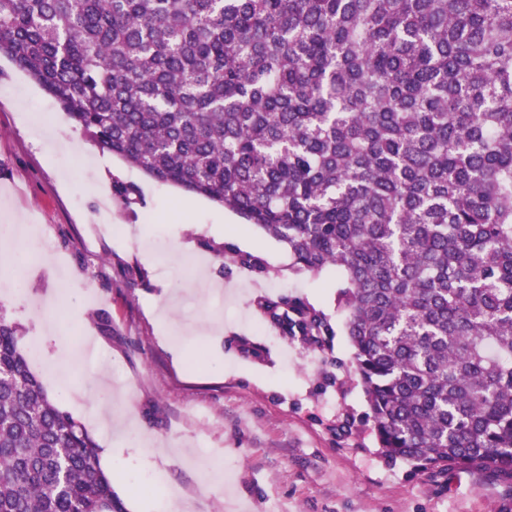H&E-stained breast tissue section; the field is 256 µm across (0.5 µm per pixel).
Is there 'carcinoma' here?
<instances>
[{"mask_svg": "<svg viewBox=\"0 0 512 512\" xmlns=\"http://www.w3.org/2000/svg\"><path fill=\"white\" fill-rule=\"evenodd\" d=\"M1 55L102 151L344 276L385 460L512 480V0H0ZM253 305L332 353L305 297ZM19 336L0 309V512H127Z\"/></svg>", "mask_w": 512, "mask_h": 512, "instance_id": "1", "label": "carcinoma"}]
</instances>
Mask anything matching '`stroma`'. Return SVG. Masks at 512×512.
<instances>
[{
	"label": "stroma",
	"mask_w": 512,
	"mask_h": 512,
	"mask_svg": "<svg viewBox=\"0 0 512 512\" xmlns=\"http://www.w3.org/2000/svg\"><path fill=\"white\" fill-rule=\"evenodd\" d=\"M116 178L139 187V205L113 196ZM18 225L49 251L12 253ZM209 241L259 253L270 276L222 264ZM189 255L209 268L202 287ZM290 263L283 244L240 215L100 151L0 59V269L17 282L0 290V306L22 325L32 370L74 417L95 413L109 374L113 417L133 418L154 449L146 470L135 449L123 451L114 489L141 498L128 512H163L168 488L199 512H512V481L494 473L417 470L378 455L345 336L325 355L269 327L253 332V298L285 292L343 322V275ZM240 336L264 359L241 354ZM349 420L352 434H339Z\"/></svg>",
	"instance_id": "stroma-1"
}]
</instances>
